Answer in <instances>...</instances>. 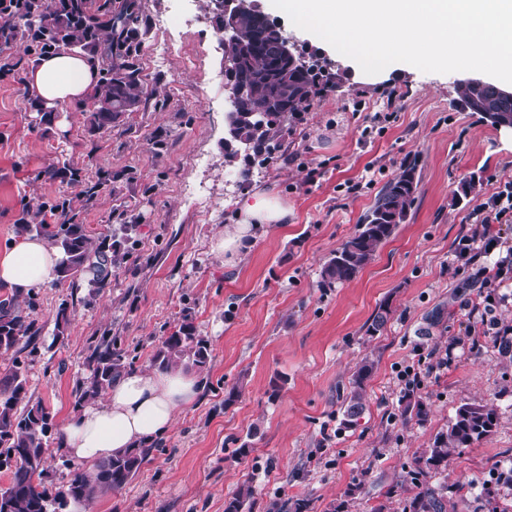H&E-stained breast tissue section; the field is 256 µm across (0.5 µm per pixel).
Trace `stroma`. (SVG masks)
I'll list each match as a JSON object with an SVG mask.
<instances>
[{"instance_id": "stroma-1", "label": "stroma", "mask_w": 512, "mask_h": 512, "mask_svg": "<svg viewBox=\"0 0 512 512\" xmlns=\"http://www.w3.org/2000/svg\"><path fill=\"white\" fill-rule=\"evenodd\" d=\"M262 11L291 37L305 60L332 74L286 137L273 163L244 183L230 175L242 160L224 158V38L210 21L212 0H137L142 105L112 133L89 128L90 98L38 112L27 75L25 43L0 44V251L8 248L33 198L65 199L91 239L118 224L135 225L127 257L109 286L89 300L86 281H51L17 301L33 326L17 352H0V376L21 360L28 394L56 421L74 410L92 341L119 337L137 368L151 365L165 336L190 314L211 346L196 408L179 416L159 451L121 491L89 512H224L242 485L254 490L252 512L274 498L308 503V512H401L415 488L409 471L434 435L464 404L496 411L492 433L456 450L433 479L447 512H502L497 466L512 465V349L495 336L450 349L466 321L484 311L475 282L484 258L457 270L458 242L474 226V204L512 176V130L469 111L460 94L466 72L426 73L392 64L376 75L295 27L271 0ZM193 23L184 27L181 15ZM172 39L164 61L155 45ZM420 182L405 224L351 281L325 290V261L354 233L382 187L404 162ZM111 179L93 200L71 169ZM464 182L469 199L454 200ZM271 188L293 208L289 223L258 238L234 263L211 252L214 234L235 221V202ZM71 322L55 341V316ZM391 312L381 333L366 329L381 304ZM443 315L436 325L428 317ZM448 363L428 368L430 358ZM375 368L364 410L343 425V401L362 358ZM418 365L422 386L406 390L399 373ZM243 390L232 404L224 396ZM422 403L418 421L407 403ZM251 451L232 452L242 444Z\"/></svg>"}]
</instances>
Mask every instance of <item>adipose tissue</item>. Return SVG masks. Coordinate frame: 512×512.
Listing matches in <instances>:
<instances>
[{
    "label": "adipose tissue",
    "instance_id": "1",
    "mask_svg": "<svg viewBox=\"0 0 512 512\" xmlns=\"http://www.w3.org/2000/svg\"><path fill=\"white\" fill-rule=\"evenodd\" d=\"M98 67L86 57L58 53L42 57L28 76L31 90L46 107L84 98L98 81ZM236 222L215 235L212 252L236 256L277 225L288 223L292 209L276 193L257 190L236 202ZM60 255L45 237L22 233L0 252V285L15 298L48 284ZM202 390L197 374L182 369L133 368L108 388L103 401L68 415L61 424L62 450L95 464L128 448L163 438L179 414L190 410Z\"/></svg>",
    "mask_w": 512,
    "mask_h": 512
}]
</instances>
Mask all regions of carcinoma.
<instances>
[{"label":"carcinoma","instance_id":"obj_1","mask_svg":"<svg viewBox=\"0 0 512 512\" xmlns=\"http://www.w3.org/2000/svg\"><path fill=\"white\" fill-rule=\"evenodd\" d=\"M237 40L234 86L246 89L235 99V111L225 115V157L243 155L239 175L250 179L252 169L263 168L275 159L285 137L303 120L305 107L327 88L325 71L278 54L281 30L267 25L252 9L242 10L236 19ZM0 39L22 41L41 57L50 52L69 51L85 55L99 67V79L92 92L90 129L110 133L124 124L126 114L138 111L141 99L138 57L142 45L136 0H118L97 9L93 0H15L14 14L0 22ZM463 99L472 112L496 113L512 123V99L502 97L490 82L462 85ZM418 188L416 166L407 164L400 175L387 182L356 231L324 264L320 287L334 288L352 280L374 259L377 251L406 222ZM47 237L62 252L58 277L85 279L95 298L109 286L110 267L116 262L117 238L132 239L135 225L109 228L92 244L77 214L70 212L60 224L22 225ZM390 308L383 303L367 327L370 336L388 321ZM70 323L68 305L56 313L55 340L64 339ZM31 331L26 318L13 301H0V350L8 352ZM211 358L208 339L197 334L190 315L155 350L151 363L161 370L186 367L202 372ZM89 375L74 390L78 406L103 394L126 370L117 339L105 334L89 347L86 357ZM375 362L363 358L352 374L344 400L345 424L357 422L363 404L364 383ZM496 424L495 411L486 405L460 406L445 430L438 432L424 449L410 472L417 492L406 500L403 512H446L444 497L432 485L433 474L448 468V457L458 448H468L489 436ZM52 412L28 396L20 365L0 377V471L9 473V484L0 486V512H57L63 497L90 502L107 492L128 485L142 466L150 461L152 449L133 448L95 465L93 472L76 471L62 489L42 481L47 442L55 434ZM253 489L242 486L224 503V512H245Z\"/></svg>","mask_w":512,"mask_h":512}]
</instances>
